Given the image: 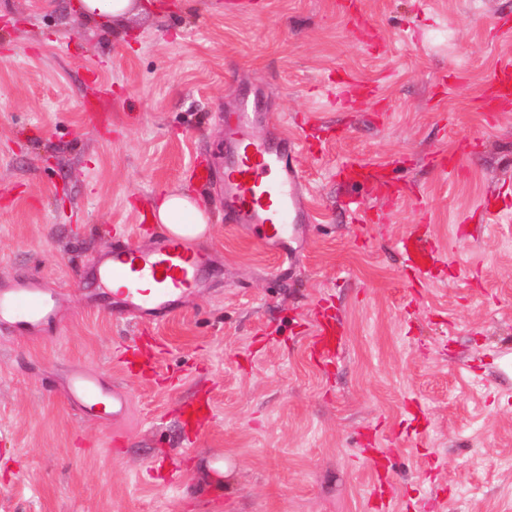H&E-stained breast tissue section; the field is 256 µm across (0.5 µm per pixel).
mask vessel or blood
<instances>
[{
	"mask_svg": "<svg viewBox=\"0 0 512 512\" xmlns=\"http://www.w3.org/2000/svg\"><path fill=\"white\" fill-rule=\"evenodd\" d=\"M491 89L494 98L512 99V58L502 61ZM259 118L256 103L245 99L224 119V214L285 258L290 254L289 240L299 237L309 221L302 182L293 162L298 144L276 133L259 134ZM342 171L354 188L386 177L383 168L359 159L346 161ZM115 237L111 254L95 260L81 276L98 287L114 288L121 299L120 315L138 324L168 316L179 297L198 287L200 272L209 262L206 252L191 248L188 241L174 235L158 236L148 246L133 242L125 232H116ZM398 245L407 267L418 278H427L438 259L427 239L411 232L400 238ZM58 304L52 290L37 280L0 281V327L38 334L54 319ZM335 336L333 322L319 323L316 353L325 358L332 356ZM63 392L69 404L90 417L117 422L129 409L124 390L106 391L87 371L72 372Z\"/></svg>",
	"mask_w": 512,
	"mask_h": 512,
	"instance_id": "1",
	"label": "vessel or blood"
}]
</instances>
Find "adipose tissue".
<instances>
[{
	"label": "adipose tissue",
	"mask_w": 512,
	"mask_h": 512,
	"mask_svg": "<svg viewBox=\"0 0 512 512\" xmlns=\"http://www.w3.org/2000/svg\"><path fill=\"white\" fill-rule=\"evenodd\" d=\"M146 9L143 0H77L75 5L81 19L106 26ZM152 218L169 234L192 242L205 238L211 221L209 210L201 200L179 189L156 198Z\"/></svg>",
	"instance_id": "obj_1"
}]
</instances>
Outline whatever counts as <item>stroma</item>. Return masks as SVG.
I'll list each match as a JSON object with an SVG mask.
<instances>
[{
	"instance_id": "obj_1",
	"label": "stroma",
	"mask_w": 512,
	"mask_h": 512,
	"mask_svg": "<svg viewBox=\"0 0 512 512\" xmlns=\"http://www.w3.org/2000/svg\"><path fill=\"white\" fill-rule=\"evenodd\" d=\"M73 2L0 0V279L62 297L51 331H0V512H512V101L484 108L512 0H161L117 36ZM240 96L314 145L292 263L224 218ZM349 158L403 199L343 184ZM177 185L210 209L212 262L142 327L79 270L114 225L158 236L142 216ZM414 226L442 253L424 281L397 248ZM132 343L154 371L126 374ZM76 369L127 416L72 407ZM198 399L209 421L183 424ZM336 327L330 320L319 323L314 348L318 355L329 358L335 351Z\"/></svg>"
}]
</instances>
